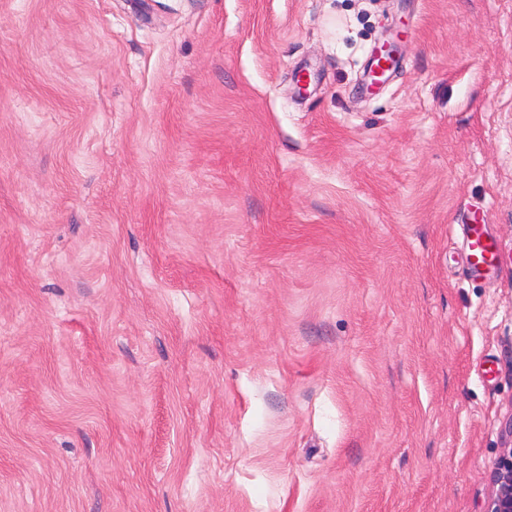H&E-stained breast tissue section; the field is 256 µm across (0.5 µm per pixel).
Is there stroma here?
<instances>
[{
  "mask_svg": "<svg viewBox=\"0 0 512 512\" xmlns=\"http://www.w3.org/2000/svg\"><path fill=\"white\" fill-rule=\"evenodd\" d=\"M511 418L512 0H0V512H485Z\"/></svg>",
  "mask_w": 512,
  "mask_h": 512,
  "instance_id": "1",
  "label": "stroma"
}]
</instances>
